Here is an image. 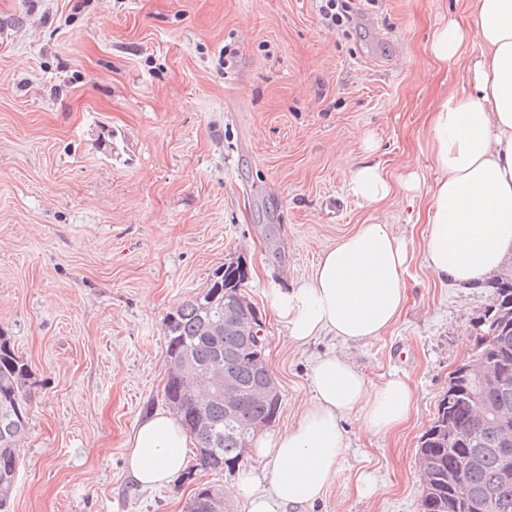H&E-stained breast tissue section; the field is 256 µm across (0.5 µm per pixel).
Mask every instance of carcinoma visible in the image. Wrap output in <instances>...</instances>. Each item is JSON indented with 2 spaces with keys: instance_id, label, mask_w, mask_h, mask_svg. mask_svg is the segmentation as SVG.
Instances as JSON below:
<instances>
[{
  "instance_id": "cac0c4a2",
  "label": "carcinoma",
  "mask_w": 512,
  "mask_h": 512,
  "mask_svg": "<svg viewBox=\"0 0 512 512\" xmlns=\"http://www.w3.org/2000/svg\"><path fill=\"white\" fill-rule=\"evenodd\" d=\"M246 283L244 261L232 260L218 268L209 286L183 300L166 316L165 339L168 361L173 365L163 387L165 402L176 410L183 428L196 446L193 471L232 472L240 461L244 443L254 436L253 426L275 421L279 404L260 400L254 392L269 378L261 360L262 348L224 332V297L243 296ZM492 301L483 316L499 322L500 330L485 342L486 327L474 325V354L490 364L504 382L491 389L484 401L512 410V275L490 282ZM30 371L11 338L0 332V512H10L18 473L16 447L28 431L27 402ZM231 379L238 400L231 417H225L224 379ZM475 383L457 380L456 392L442 398L430 426L420 437L416 451L421 482L427 493L422 512H512V460L501 445L508 428L494 422L476 421L471 437L448 440V425L464 428L476 416L473 409ZM475 454L478 467L463 473L469 490L460 497L448 484V469ZM224 505V495L212 485L198 489L191 512H213Z\"/></svg>"
}]
</instances>
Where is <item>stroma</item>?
Returning a JSON list of instances; mask_svg holds the SVG:
<instances>
[{
	"mask_svg": "<svg viewBox=\"0 0 512 512\" xmlns=\"http://www.w3.org/2000/svg\"><path fill=\"white\" fill-rule=\"evenodd\" d=\"M354 10L344 32L317 0H0V331L32 395L13 512H186L191 485L144 488L126 465L135 429L169 410L167 313L243 258L284 429L331 341L285 343L273 296L377 216L412 256L407 300L352 352L373 383L408 379L414 408L387 436L350 434L300 512H421L418 442L492 298L434 279L425 201L402 187L413 172L433 183L430 120L469 90L466 67L430 51L437 26L470 22L469 0ZM367 137L395 187L378 208L347 193L337 163Z\"/></svg>",
	"mask_w": 512,
	"mask_h": 512,
	"instance_id": "stroma-1",
	"label": "stroma"
}]
</instances>
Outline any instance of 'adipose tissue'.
I'll return each mask as SVG.
<instances>
[{
    "instance_id": "1",
    "label": "adipose tissue",
    "mask_w": 512,
    "mask_h": 512,
    "mask_svg": "<svg viewBox=\"0 0 512 512\" xmlns=\"http://www.w3.org/2000/svg\"><path fill=\"white\" fill-rule=\"evenodd\" d=\"M473 22L436 27L431 52L441 63L465 64L471 86L448 94L428 134L437 176L428 193L423 253L437 280L476 288L512 259V0H471ZM479 55H471L470 45ZM341 156L348 192L370 205L386 201L393 187L379 164ZM409 255L388 225H361L320 254L306 283L278 292L273 309L294 345L321 335L341 349L312 366V395L288 429L255 438L254 466L232 483L233 499L246 512H298L320 500L347 451V419L365 437L388 435L413 409V389L393 378L373 384L345 352L381 336L399 318L407 298ZM189 439L179 421L159 413L132 438V479L156 486L172 482L187 461ZM271 491L260 495L258 482Z\"/></svg>"
}]
</instances>
